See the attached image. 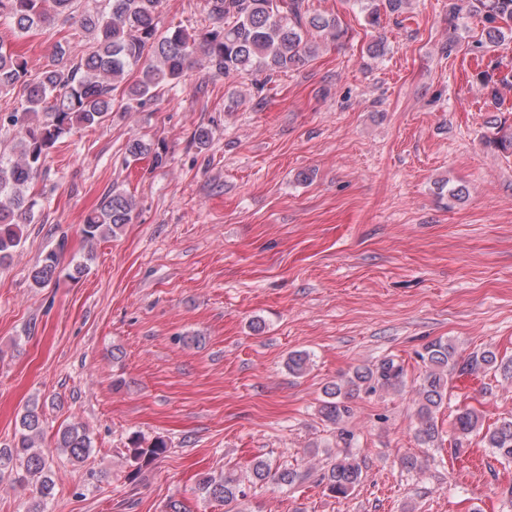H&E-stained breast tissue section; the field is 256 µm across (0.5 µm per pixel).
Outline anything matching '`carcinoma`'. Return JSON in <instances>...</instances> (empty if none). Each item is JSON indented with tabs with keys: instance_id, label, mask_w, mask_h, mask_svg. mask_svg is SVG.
<instances>
[{
	"instance_id": "cac0c4a2",
	"label": "carcinoma",
	"mask_w": 512,
	"mask_h": 512,
	"mask_svg": "<svg viewBox=\"0 0 512 512\" xmlns=\"http://www.w3.org/2000/svg\"><path fill=\"white\" fill-rule=\"evenodd\" d=\"M207 14L216 26L201 34L177 25L158 26L160 0H0V20L22 35L47 25L55 17L74 19L90 38L86 55L64 66H54L37 76L29 74L26 63L0 41V95L22 90L21 106L5 114L16 128L9 154L0 152V264L21 245V225L30 222L36 201L27 197L30 184L44 169L56 143L77 127L102 124L109 114L134 112L165 91L175 88L186 71L198 64L226 78L263 73L272 78L305 63L316 46L307 39L312 30L333 43L345 37L336 18L310 13L306 0H205ZM371 27L381 24L382 15L401 12L408 0H355ZM471 11L483 15L486 39L500 42L504 30L512 32V0H468ZM137 73L128 81L129 73ZM493 142L500 150H512V132H503L497 122ZM128 154L135 160L162 155L151 144L132 140ZM137 208L134 197L118 188L108 192L99 207L84 219L81 233L85 241L116 234L132 221ZM59 261L51 252L35 264L30 278L37 287L57 277ZM420 358L426 365L419 389L415 436L426 447L439 439L435 422L438 410L448 397V376L494 372L512 378V358L504 359L487 349L460 358L456 347L438 340L425 347ZM403 369L391 359L376 368L356 367L344 379L328 384L320 413L340 424L351 413L349 401L361 390L397 388ZM37 406L20 417L18 437L10 448H0V474L14 475L17 485L35 493L31 512H43L52 495L53 481L44 453L35 448L43 430ZM456 439L475 435L495 458L512 463V419L484 426L479 411L470 406L456 410L453 417ZM56 447L73 463L89 456L92 441L86 429L70 424L58 432ZM168 451L166 441L157 439L144 447L138 442L129 448L135 466L152 461ZM361 462L348 454L336 455L322 476L333 497H347L362 481ZM297 472L286 466L272 467L264 459L255 460L245 481L232 475L205 476L198 484L201 495L224 505V512H242L250 489L256 486H291Z\"/></svg>"
}]
</instances>
